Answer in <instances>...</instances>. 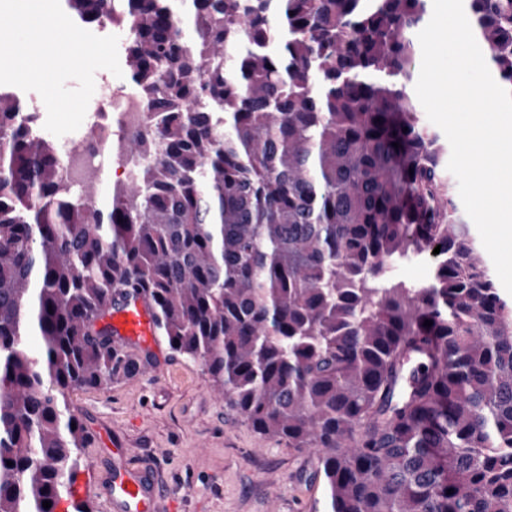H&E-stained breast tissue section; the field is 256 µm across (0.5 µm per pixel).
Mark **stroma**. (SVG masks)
I'll return each instance as SVG.
<instances>
[{
  "mask_svg": "<svg viewBox=\"0 0 512 512\" xmlns=\"http://www.w3.org/2000/svg\"><path fill=\"white\" fill-rule=\"evenodd\" d=\"M68 404L90 432L97 465L79 482L94 512H105L100 477L150 460L176 512H322L316 455L255 433L224 405L200 361L172 352L165 338L134 376L104 389L77 388Z\"/></svg>",
  "mask_w": 512,
  "mask_h": 512,
  "instance_id": "1",
  "label": "stroma"
}]
</instances>
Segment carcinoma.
Segmentation results:
<instances>
[{
    "label": "carcinoma",
    "mask_w": 512,
    "mask_h": 512,
    "mask_svg": "<svg viewBox=\"0 0 512 512\" xmlns=\"http://www.w3.org/2000/svg\"><path fill=\"white\" fill-rule=\"evenodd\" d=\"M64 2L124 31L162 121L101 205L0 91V512H93L67 392L139 370L96 327L137 292L226 406L315 450L325 512H512V301L411 92L429 0ZM467 3L512 89V0ZM395 274L408 285L419 286L430 281L433 265L430 260L402 261L395 268Z\"/></svg>",
    "instance_id": "carcinoma-1"
}]
</instances>
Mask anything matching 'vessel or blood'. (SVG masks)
Instances as JSON below:
<instances>
[{
  "label": "vessel or blood",
  "mask_w": 512,
  "mask_h": 512,
  "mask_svg": "<svg viewBox=\"0 0 512 512\" xmlns=\"http://www.w3.org/2000/svg\"><path fill=\"white\" fill-rule=\"evenodd\" d=\"M112 334L120 343L149 350L156 345L154 314L144 298L117 304L112 309ZM107 504L114 512H172L173 504L159 492L158 473L146 463L114 477Z\"/></svg>",
  "instance_id": "1"
}]
</instances>
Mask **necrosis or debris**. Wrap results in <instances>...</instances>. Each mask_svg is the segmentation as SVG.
<instances>
[{
  "label": "necrosis or debris",
  "mask_w": 512,
  "mask_h": 512,
  "mask_svg": "<svg viewBox=\"0 0 512 512\" xmlns=\"http://www.w3.org/2000/svg\"><path fill=\"white\" fill-rule=\"evenodd\" d=\"M93 101L95 108L83 128L59 142L61 171L71 177L81 170H108L117 181H128L148 161L147 156L131 152L128 142L138 135L154 137L156 116L145 110L138 93L113 84L105 70L97 73Z\"/></svg>",
  "instance_id": "obj_1"
}]
</instances>
